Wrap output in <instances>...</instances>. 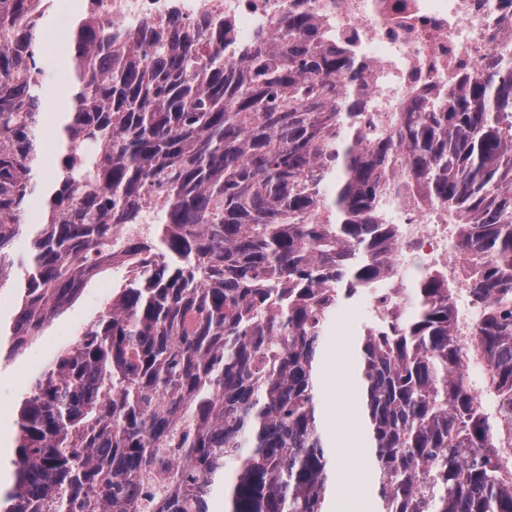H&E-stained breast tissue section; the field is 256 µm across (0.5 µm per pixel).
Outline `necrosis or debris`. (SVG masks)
<instances>
[{
    "label": "necrosis or debris",
    "mask_w": 512,
    "mask_h": 512,
    "mask_svg": "<svg viewBox=\"0 0 512 512\" xmlns=\"http://www.w3.org/2000/svg\"><path fill=\"white\" fill-rule=\"evenodd\" d=\"M97 22L138 35L141 55L158 22L190 25L221 17L224 57L238 59L257 37H274L286 13L308 15L331 43L349 51L374 116H392L427 89L454 88L458 70H475L512 43V0H87ZM380 214L394 224L392 257L400 270H439L460 305L456 340L469 348L478 321L468 300L466 257L451 247L455 227L444 209L415 201L407 190L383 197ZM400 278L365 289L368 324H382L401 298Z\"/></svg>",
    "instance_id": "obj_1"
}]
</instances>
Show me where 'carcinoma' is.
I'll return each mask as SVG.
<instances>
[{
  "instance_id": "1",
  "label": "carcinoma",
  "mask_w": 512,
  "mask_h": 512,
  "mask_svg": "<svg viewBox=\"0 0 512 512\" xmlns=\"http://www.w3.org/2000/svg\"><path fill=\"white\" fill-rule=\"evenodd\" d=\"M50 7L0 0V296L22 269L10 353L102 268L128 276L30 384L0 512H210L218 481L224 512H326L336 463L317 359L336 306L392 269L375 199L398 162L422 200L456 211L499 408L472 395L454 299L423 275L414 312L357 344L378 512H512L494 456L512 437L508 63L410 100L363 149L351 56L303 15L230 64L222 21L160 25L141 59L131 32L80 10L49 170L37 31ZM150 203L148 234L119 236Z\"/></svg>"
}]
</instances>
